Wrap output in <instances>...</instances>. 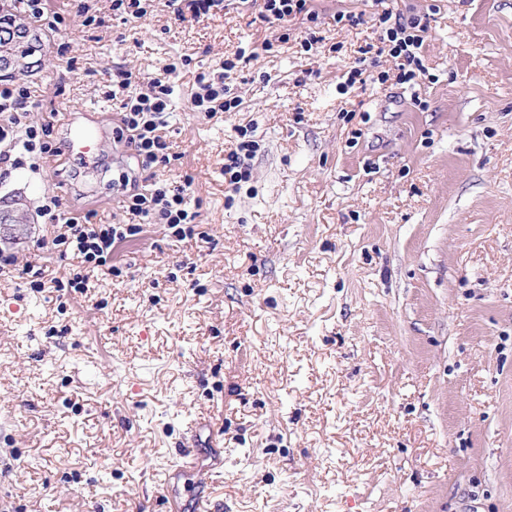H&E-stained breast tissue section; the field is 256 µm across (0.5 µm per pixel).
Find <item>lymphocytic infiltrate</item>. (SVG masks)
<instances>
[{"instance_id":"lymphocytic-infiltrate-1","label":"lymphocytic infiltrate","mask_w":512,"mask_h":512,"mask_svg":"<svg viewBox=\"0 0 512 512\" xmlns=\"http://www.w3.org/2000/svg\"><path fill=\"white\" fill-rule=\"evenodd\" d=\"M379 5V12L371 20L379 32V41L388 46L397 64L396 76L382 71L377 75L380 82L395 79L400 85H414L418 71L422 70L421 49L430 29L429 14H404L383 7V0H372ZM303 17L306 22L317 23L319 13L313 0H261L256 15L260 22L278 26L277 40H264L262 48L271 51L275 41H287L286 29L292 18ZM237 58H225L219 78L201 72L196 76V90L191 103L194 111L211 117L219 112L238 111L241 100L235 94L230 78L237 68ZM178 71L177 63L163 66L160 76L148 78L146 90L132 87V75L117 72L112 81L111 97L119 104L120 125L116 129L118 140L124 141L139 170L148 171L167 164L170 146L162 134L167 125L172 87L169 75ZM31 105L29 87L14 85L0 88V162L10 161L13 153L39 159L52 153L48 142L47 125L36 124L28 119ZM123 206L132 221L128 224H82L75 218H67L65 233L52 239L56 248L70 250L80 259L82 269L69 280L70 287L87 293L90 279L95 274H113L110 263L115 243L141 233L142 219L167 225L175 236L192 239L196 236L198 214L188 206L192 191L191 179L171 182L141 184L137 176H124Z\"/></svg>"}]
</instances>
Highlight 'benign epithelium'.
I'll return each instance as SVG.
<instances>
[{
  "instance_id": "benign-epithelium-1",
  "label": "benign epithelium",
  "mask_w": 512,
  "mask_h": 512,
  "mask_svg": "<svg viewBox=\"0 0 512 512\" xmlns=\"http://www.w3.org/2000/svg\"><path fill=\"white\" fill-rule=\"evenodd\" d=\"M42 38L19 18H0V73L23 74L38 68L43 62ZM29 219L24 205L17 199L0 204V237L21 239Z\"/></svg>"
}]
</instances>
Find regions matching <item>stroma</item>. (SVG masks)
<instances>
[{
  "label": "stroma",
  "instance_id": "35a3bbf8",
  "mask_svg": "<svg viewBox=\"0 0 512 512\" xmlns=\"http://www.w3.org/2000/svg\"><path fill=\"white\" fill-rule=\"evenodd\" d=\"M314 5L307 55L261 51L273 30L239 0L196 21L49 0L67 34L42 30L43 70L16 81L52 146L74 121L104 134L90 165L0 164V198L33 215L0 249L64 279L77 260L35 248L45 199L125 221L112 75L184 55L156 174L192 177L208 238L146 225L85 294L0 274V512H512V0H394L438 8L413 90L342 89L379 34L333 26L362 0ZM240 47L259 54L233 76L239 111L193 112L196 73ZM250 175L249 169L244 167L241 156L237 151H232L224 159V180L232 190L238 188V184L246 180Z\"/></svg>",
  "mask_w": 512,
  "mask_h": 512
}]
</instances>
